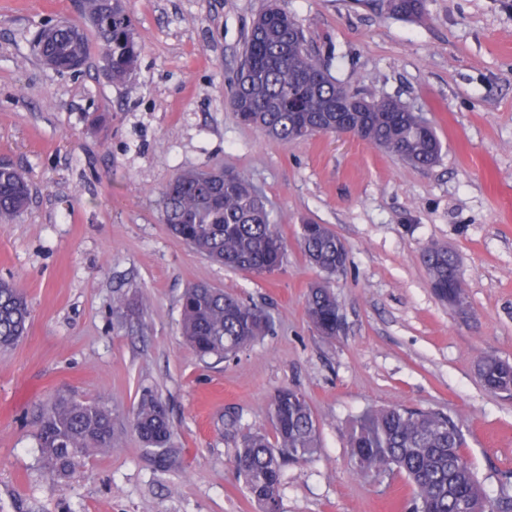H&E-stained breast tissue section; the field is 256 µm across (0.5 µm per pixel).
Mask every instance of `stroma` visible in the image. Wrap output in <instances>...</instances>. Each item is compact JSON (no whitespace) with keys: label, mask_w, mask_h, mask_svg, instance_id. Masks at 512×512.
Returning <instances> with one entry per match:
<instances>
[{"label":"stroma","mask_w":512,"mask_h":512,"mask_svg":"<svg viewBox=\"0 0 512 512\" xmlns=\"http://www.w3.org/2000/svg\"><path fill=\"white\" fill-rule=\"evenodd\" d=\"M268 3L127 0L141 51L130 83L115 85L97 54L58 71L34 49L46 23L80 22L79 0H0V162L32 188L29 208L0 223V278L31 309L27 336L0 349V512H258L224 423L270 430L283 388L306 397L322 446L286 469L282 512H406V482L358 475L347 448L352 418L394 405L452 416L486 494L512 496V399L475 369L485 354L512 362V0H426L416 21L382 0H280L339 81L426 113L442 142L429 169L329 135L284 145L237 120L229 86ZM215 166L266 195L287 241L274 274L212 263L163 224L174 174ZM307 221L347 246L332 340L304 312L323 278L297 244ZM432 242L456 254L468 314L429 287ZM198 282L269 309L274 331L234 358L200 360L178 326ZM119 295L139 310H116ZM145 390L168 410V468L132 428ZM60 395L107 404L121 446L55 481L36 430Z\"/></svg>","instance_id":"obj_1"}]
</instances>
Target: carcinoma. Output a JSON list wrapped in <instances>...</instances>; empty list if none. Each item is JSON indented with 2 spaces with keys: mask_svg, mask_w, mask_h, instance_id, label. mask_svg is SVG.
<instances>
[{
  "mask_svg": "<svg viewBox=\"0 0 512 512\" xmlns=\"http://www.w3.org/2000/svg\"><path fill=\"white\" fill-rule=\"evenodd\" d=\"M81 12L98 41V57L114 84H126L136 68L138 45L125 0H80ZM388 11L413 20L425 0H387ZM75 24L56 27L37 42V54L70 70L89 56L85 33ZM230 104L244 122L282 144L345 129L363 142L419 168L434 166L442 145L432 123L406 103L377 91L354 90L333 77L311 52L298 23L274 6L253 22L240 70L230 88ZM163 223L196 252L228 268L255 275L278 270L286 255L280 225L272 223L262 191L233 170L177 173L162 192ZM31 200L28 178L12 165L0 167V220L25 211ZM298 244L306 259L329 276L345 269V243L325 224L301 225ZM430 244L422 260L430 287L453 301L465 297L456 256ZM305 312L311 326L336 337L340 305L326 282L310 286ZM29 304L15 282L0 280V347L27 333ZM182 336L202 358L224 359L273 329L271 315L255 303L206 284L187 287L180 302ZM489 392L512 391V363L494 355L477 362ZM133 427L157 461L171 457L172 428L166 409L151 391L143 392ZM273 435L244 430L235 417L226 433L234 441L233 466L259 512H281L285 468L314 458L320 448L317 419L304 395L279 390L271 402ZM38 447L51 476L69 475L92 452L119 447L111 410L103 403L61 398L46 407L37 425ZM459 423L438 410L403 406L371 409L349 425V455L358 472L381 479L404 478L412 487L408 512H512V499L488 498L464 448Z\"/></svg>",
  "mask_w": 512,
  "mask_h": 512,
  "instance_id": "obj_1",
  "label": "carcinoma"
}]
</instances>
